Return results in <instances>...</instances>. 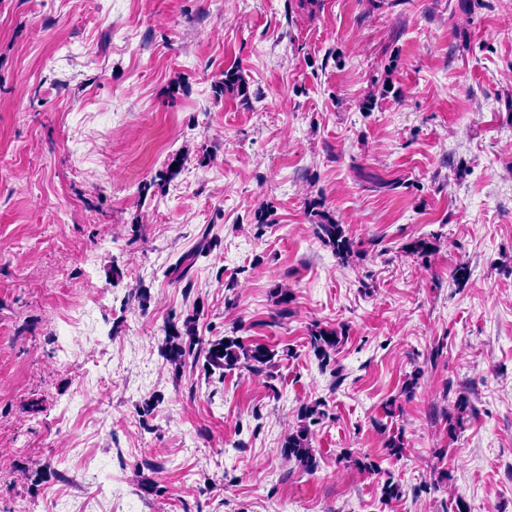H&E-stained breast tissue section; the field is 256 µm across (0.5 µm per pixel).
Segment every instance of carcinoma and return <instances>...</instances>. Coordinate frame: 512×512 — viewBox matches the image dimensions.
<instances>
[{
	"instance_id": "1",
	"label": "carcinoma",
	"mask_w": 512,
	"mask_h": 512,
	"mask_svg": "<svg viewBox=\"0 0 512 512\" xmlns=\"http://www.w3.org/2000/svg\"><path fill=\"white\" fill-rule=\"evenodd\" d=\"M226 93L239 96L243 102H248L246 82L235 69L224 71V78L215 85L216 95L222 96ZM317 234L333 248L337 258H349L351 244L342 225L325 217L318 225ZM210 250L211 241L202 240L194 251L179 257L175 264L166 270V276L171 283L182 285L186 290L190 289L191 269L198 257ZM341 340L342 333L337 329L317 328L311 333L310 346L321 363L327 364ZM161 356L176 373L181 372L188 363H196L202 359L204 369L210 373L217 370L223 374L244 369L254 375H262L266 368L272 366L275 353L264 344H248L238 336H224L206 341L197 334L194 318L187 317L180 325L173 320L167 322L164 327ZM320 415L322 412L319 411L317 403L302 407L298 413V425L288 433L282 445L285 457L295 459L306 471L316 467L311 446V431L307 421Z\"/></svg>"
}]
</instances>
